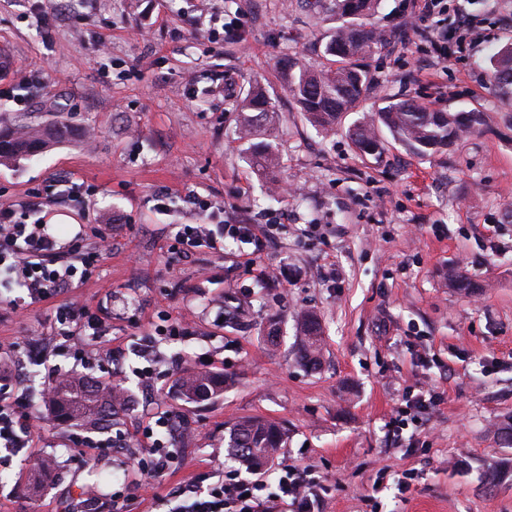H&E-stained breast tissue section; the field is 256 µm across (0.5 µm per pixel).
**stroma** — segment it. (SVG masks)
<instances>
[{"mask_svg": "<svg viewBox=\"0 0 512 512\" xmlns=\"http://www.w3.org/2000/svg\"><path fill=\"white\" fill-rule=\"evenodd\" d=\"M418 12L417 0H377L373 91L328 134L281 76L289 55L321 68L336 27L303 0H0V46L25 74L0 75V128L62 114L71 130L0 163V205L71 216L57 236L82 233L88 252L99 234L112 239L79 287L18 309L0 288V339L16 343L0 356V402L42 393L57 369L104 383L122 370L133 394L114 428L62 429L25 407L38 423L24 447H0V512H82L92 485L94 512H109L118 491L125 512H165L180 486L236 477L224 424L241 416L288 428L266 473L274 512L288 510L287 466L307 472L323 512H512V442L496 430L512 422V102L490 81L491 59L512 42V0H444L441 25L455 34L444 63L411 28ZM257 85L274 98L267 125L282 158L264 172L238 138L239 105ZM388 98L476 108L488 121L429 159L389 135L379 158L360 157L348 131ZM192 195L214 213L194 211ZM184 224L253 231L187 254L175 242ZM266 266L276 276L264 283ZM452 268L480 291L452 288ZM72 301L104 320L98 342L59 336L57 310ZM302 308L324 329L316 372L295 355ZM177 321L186 334L167 335ZM272 330L274 349L263 342ZM187 367L224 372V395L173 399ZM421 394L438 406L414 407ZM165 412L190 439L160 427ZM109 437L121 446L103 483L95 443ZM157 441L177 460L148 482Z\"/></svg>", "mask_w": 512, "mask_h": 512, "instance_id": "1", "label": "stroma"}]
</instances>
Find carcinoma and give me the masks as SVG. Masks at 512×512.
Returning <instances> with one entry per match:
<instances>
[{
    "label": "carcinoma",
    "mask_w": 512,
    "mask_h": 512,
    "mask_svg": "<svg viewBox=\"0 0 512 512\" xmlns=\"http://www.w3.org/2000/svg\"><path fill=\"white\" fill-rule=\"evenodd\" d=\"M330 2L340 25L324 45L323 67L311 71L292 57L282 64L289 92L309 119L325 132L336 125L342 113L356 107L368 94L370 80L365 60L379 44L377 32L361 22V18L373 8L374 0ZM492 88L501 100H512V42L505 44L493 60ZM272 111V98L262 88L254 89L241 105L239 138L251 143L253 163L259 170H267L281 162L268 142L271 135L267 134L263 124ZM485 122V113L476 109L441 112L405 99L385 102L383 107L354 125L350 136L360 156L378 158L384 151L380 130L385 127L413 153L429 157L447 149L462 134L481 130ZM20 129V133L0 131V162L32 155L70 134V127L62 115L51 125L25 122ZM258 135L266 136V140L254 142ZM448 280L465 294L479 288L470 277L453 270L448 273ZM296 325L298 359L307 369L316 371L323 360L321 322L314 312L301 310L297 313ZM226 386L224 375L194 368L184 370L175 382L177 395L195 404L215 401L224 394ZM52 402L60 425L73 421L95 423L106 418L115 425L120 413L130 405L125 389L116 390L83 376L72 377L56 385ZM287 439L288 431L283 425L256 417H243L224 431V448L231 459L244 467L258 470L267 466L285 447Z\"/></svg>",
    "instance_id": "cac0c4a2"
}]
</instances>
